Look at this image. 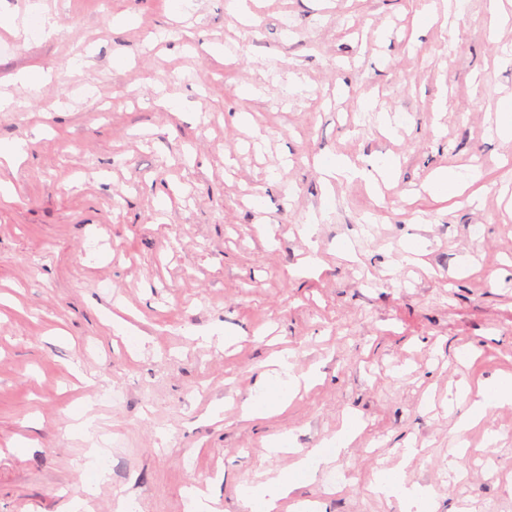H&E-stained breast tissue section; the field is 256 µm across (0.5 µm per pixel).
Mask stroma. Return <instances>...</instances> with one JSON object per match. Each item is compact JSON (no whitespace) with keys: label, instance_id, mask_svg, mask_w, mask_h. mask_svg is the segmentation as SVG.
<instances>
[{"label":"stroma","instance_id":"1","mask_svg":"<svg viewBox=\"0 0 512 512\" xmlns=\"http://www.w3.org/2000/svg\"><path fill=\"white\" fill-rule=\"evenodd\" d=\"M35 1L0 0V95L15 102L0 140L29 142L19 169L0 164V512L85 495L89 441L69 427L86 407L112 445L89 512L126 496L187 512L199 481L241 512L240 482L287 471L351 417L348 448L296 499L402 512L372 491L400 464L435 512H512V404L459 435L469 405L448 406L512 375V141L488 130L512 99V0H247L245 23L229 0H40L47 38ZM424 11L436 21L415 29ZM34 65L39 87L17 81ZM325 154L397 171L378 192L328 187ZM441 169L478 177L445 199L427 188ZM313 248L323 264L303 271ZM285 349L319 380L243 419ZM113 386L119 399L100 397ZM284 434L290 451L266 455ZM342 470L350 485L324 494L320 476Z\"/></svg>","mask_w":512,"mask_h":512}]
</instances>
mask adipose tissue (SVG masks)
Wrapping results in <instances>:
<instances>
[{"instance_id": "ef3b65f1", "label": "adipose tissue", "mask_w": 512, "mask_h": 512, "mask_svg": "<svg viewBox=\"0 0 512 512\" xmlns=\"http://www.w3.org/2000/svg\"><path fill=\"white\" fill-rule=\"evenodd\" d=\"M274 374L265 377L261 389L262 398L243 406L246 416L255 417L277 412L288 396L300 388L311 385L317 378L316 371L296 372L288 355L277 357ZM512 403V376H504L494 382L478 387L472 404L466 414L456 423L457 431L470 429L485 415L488 407ZM322 464L327 462L325 449H314L311 458H299L288 472L276 478L254 482L245 481L238 487V498L244 512H281L283 503L289 499L299 484V477L305 473L308 461ZM375 493L397 498L409 512H433V492L417 485L409 486L404 481L402 467H393L378 473L373 485Z\"/></svg>"}]
</instances>
